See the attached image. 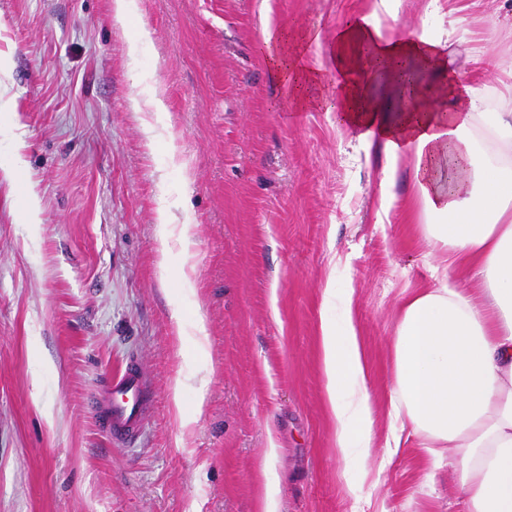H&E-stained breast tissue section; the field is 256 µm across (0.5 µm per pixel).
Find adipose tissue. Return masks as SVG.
Listing matches in <instances>:
<instances>
[{
  "instance_id": "adipose-tissue-1",
  "label": "adipose tissue",
  "mask_w": 512,
  "mask_h": 512,
  "mask_svg": "<svg viewBox=\"0 0 512 512\" xmlns=\"http://www.w3.org/2000/svg\"><path fill=\"white\" fill-rule=\"evenodd\" d=\"M264 63L301 109L326 106L322 74L307 47L285 29L266 31ZM336 72L337 120L386 158L392 185L411 160L426 218L420 230L443 259L442 276L473 265L480 289L443 283L406 296L392 338V422L408 421L431 456L449 448L463 512H512V164L489 165L474 132L512 145V112H488L484 97L455 77L441 40L385 36L369 15L355 12L326 49ZM432 68L447 80L432 101H407L400 67ZM158 285H168L173 244L188 246L193 227L172 230L159 212ZM326 395L336 446L346 463L368 456L374 410L369 370L354 326L322 322Z\"/></svg>"
}]
</instances>
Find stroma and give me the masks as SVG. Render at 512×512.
Masks as SVG:
<instances>
[{
	"instance_id": "stroma-1",
	"label": "stroma",
	"mask_w": 512,
	"mask_h": 512,
	"mask_svg": "<svg viewBox=\"0 0 512 512\" xmlns=\"http://www.w3.org/2000/svg\"><path fill=\"white\" fill-rule=\"evenodd\" d=\"M470 2L442 0L434 17L429 0L390 13L375 0H135L121 27L112 0H0V512H264L270 473L278 512H462L451 452L430 458L416 437L386 448L399 304L438 285L423 217L395 208L379 223L384 155L335 112L287 103L262 31L307 41L331 90L326 46L350 12L374 13L384 35L441 36L461 76L475 52L493 55L479 83L498 110L512 0ZM156 90L167 114L136 113ZM161 208L195 227L165 289ZM324 318L353 321L370 370L374 442L349 467L325 399ZM131 359L152 402L139 438L117 446L94 397Z\"/></svg>"
}]
</instances>
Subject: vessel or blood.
<instances>
[{"label": "vessel or blood", "instance_id": "b4317fda", "mask_svg": "<svg viewBox=\"0 0 512 512\" xmlns=\"http://www.w3.org/2000/svg\"><path fill=\"white\" fill-rule=\"evenodd\" d=\"M150 406L149 388L136 364L129 363L115 374L106 399L114 443L125 445L136 440L142 419Z\"/></svg>", "mask_w": 512, "mask_h": 512}]
</instances>
